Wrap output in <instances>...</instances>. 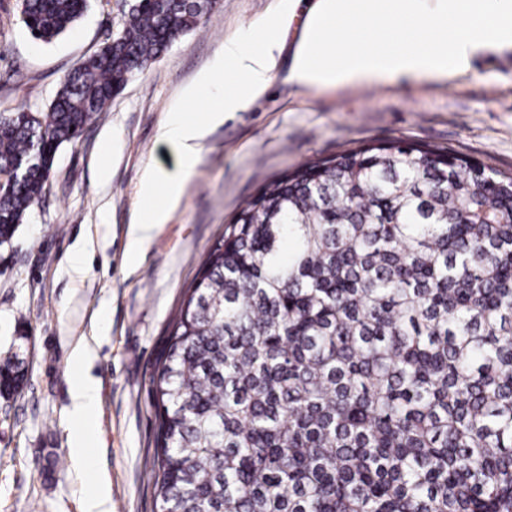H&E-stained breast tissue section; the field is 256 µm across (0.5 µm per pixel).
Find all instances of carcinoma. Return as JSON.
<instances>
[{"instance_id":"1","label":"carcinoma","mask_w":512,"mask_h":512,"mask_svg":"<svg viewBox=\"0 0 512 512\" xmlns=\"http://www.w3.org/2000/svg\"><path fill=\"white\" fill-rule=\"evenodd\" d=\"M88 2L21 21L50 43ZM217 5L136 0L47 111L0 112L1 241L58 149ZM151 384L158 512H512V172L392 142L264 180Z\"/></svg>"}]
</instances>
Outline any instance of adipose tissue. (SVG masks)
Wrapping results in <instances>:
<instances>
[{
  "mask_svg": "<svg viewBox=\"0 0 512 512\" xmlns=\"http://www.w3.org/2000/svg\"><path fill=\"white\" fill-rule=\"evenodd\" d=\"M280 22H260L261 47L244 33L224 47V54L201 74L205 86L223 84V102L194 119L173 110L158 137L176 150L180 172L172 176L146 168L141 194L149 207L127 232V254L137 257L149 248L181 201L183 186L199 161L201 144L228 112L246 109L267 88L281 52ZM512 53V0H315L295 43L289 69L292 83L311 89L363 87L378 84L446 82L466 75L474 61L487 54ZM231 82H224L225 66ZM89 345L71 354L76 373L70 384V458L83 471L98 409L96 380L84 373L92 360Z\"/></svg>",
  "mask_w": 512,
  "mask_h": 512,
  "instance_id": "obj_1",
  "label": "adipose tissue"
}]
</instances>
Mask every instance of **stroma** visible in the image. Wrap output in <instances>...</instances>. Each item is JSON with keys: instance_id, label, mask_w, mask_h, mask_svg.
<instances>
[{"instance_id": "35a3bbf8", "label": "stroma", "mask_w": 512, "mask_h": 512, "mask_svg": "<svg viewBox=\"0 0 512 512\" xmlns=\"http://www.w3.org/2000/svg\"><path fill=\"white\" fill-rule=\"evenodd\" d=\"M283 0H223L198 27L137 73L76 144L60 147L47 187L10 242L0 244V362L18 355L26 381L0 397V512H81L106 481L111 512H157L151 379L170 324L224 226L263 179L361 141L452 147L512 171V54L478 59L467 75L309 89L288 79L296 32L286 34L266 91L230 112L202 143L182 201L137 261L127 230L143 210L146 167L178 173L158 140L170 106L224 53L225 42L280 14ZM127 0H91L46 44L21 22V0H0V112L47 111L65 77L120 29ZM112 178H99L101 168ZM81 261L84 275L71 277ZM88 343L99 406L83 475L69 461V359Z\"/></svg>"}]
</instances>
